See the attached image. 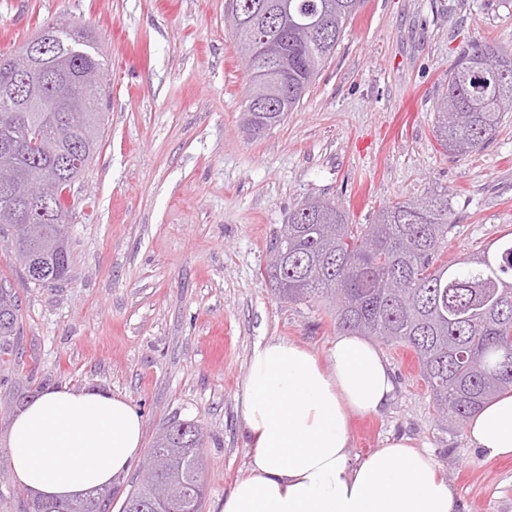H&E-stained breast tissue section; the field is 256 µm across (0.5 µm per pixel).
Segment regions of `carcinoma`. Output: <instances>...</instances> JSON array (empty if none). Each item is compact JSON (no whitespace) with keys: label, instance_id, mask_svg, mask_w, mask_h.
<instances>
[{"label":"carcinoma","instance_id":"1","mask_svg":"<svg viewBox=\"0 0 512 512\" xmlns=\"http://www.w3.org/2000/svg\"><path fill=\"white\" fill-rule=\"evenodd\" d=\"M241 23L233 31L238 46L260 48L257 38L276 39L288 61V111H293L363 0H290L300 23L317 14L322 25L307 32L285 25L280 0H238ZM46 67L59 70L70 84L92 74L106 80L108 65L91 36L63 32ZM88 134L59 147L32 142L38 112H8L0 100V141H12L9 161L19 182L40 178L51 184L56 217L35 216L28 224L11 222L10 200L0 196V237L16 243L22 269L37 266L40 288L64 280L71 266L67 179L56 166L68 148L94 158L104 112L98 87L85 85ZM454 111H448V106ZM512 112V52L496 43L474 44L448 71L435 112L439 145L455 158L482 151ZM446 191L418 200L393 202L372 224H350L335 203L306 201L296 208L272 240L266 274L282 300L325 301L340 332L372 336L411 349L426 381L437 415L462 426L485 403L512 392V237L495 249L465 256L450 266L440 261L450 224ZM19 299L0 285V362L18 355ZM203 433L198 424L173 420L156 437L154 471L141 472L122 512H204ZM104 489L76 500H41L30 512H106Z\"/></svg>","mask_w":512,"mask_h":512}]
</instances>
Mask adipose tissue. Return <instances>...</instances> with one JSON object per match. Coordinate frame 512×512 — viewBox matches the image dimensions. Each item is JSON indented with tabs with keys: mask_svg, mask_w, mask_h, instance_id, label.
<instances>
[{
	"mask_svg": "<svg viewBox=\"0 0 512 512\" xmlns=\"http://www.w3.org/2000/svg\"><path fill=\"white\" fill-rule=\"evenodd\" d=\"M394 391L387 361L365 339L338 334L328 363L285 338L257 345L243 396L248 475L221 512H454L431 456L406 437L386 438L352 461L350 420L376 415ZM468 439L486 458L512 454V395L485 405ZM144 452V423L107 392L46 389L13 416L16 483L47 498H73L113 483Z\"/></svg>",
	"mask_w": 512,
	"mask_h": 512,
	"instance_id": "1",
	"label": "adipose tissue"
}]
</instances>
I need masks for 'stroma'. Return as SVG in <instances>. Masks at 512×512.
<instances>
[{
    "instance_id": "stroma-1",
    "label": "stroma",
    "mask_w": 512,
    "mask_h": 512,
    "mask_svg": "<svg viewBox=\"0 0 512 512\" xmlns=\"http://www.w3.org/2000/svg\"><path fill=\"white\" fill-rule=\"evenodd\" d=\"M224 0H0V54L48 23L91 27L109 65L101 146L69 196L71 271L36 288L0 244V283L20 299L21 358L0 366V462L14 397L48 388L126 397L144 441L173 419L204 435L205 512L246 476L242 414L254 347L285 338L327 359L337 330L319 302L284 303L268 246L309 198L350 223L447 191L456 260L512 232V113L472 156L433 132L449 67L472 43L512 49V0H364L300 104L250 137L248 73ZM395 393L350 423L352 458L385 438L427 447L456 512H512V456L489 460L442 425L414 353L381 345Z\"/></svg>"
}]
</instances>
